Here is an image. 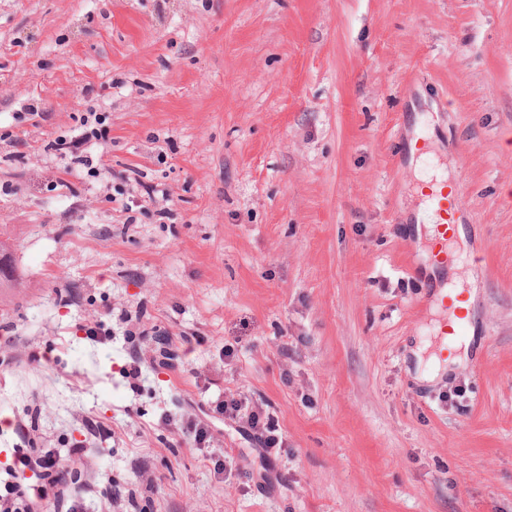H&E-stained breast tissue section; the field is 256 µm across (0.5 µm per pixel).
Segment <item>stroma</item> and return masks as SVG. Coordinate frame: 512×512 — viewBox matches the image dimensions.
I'll list each match as a JSON object with an SVG mask.
<instances>
[{"label":"stroma","mask_w":512,"mask_h":512,"mask_svg":"<svg viewBox=\"0 0 512 512\" xmlns=\"http://www.w3.org/2000/svg\"><path fill=\"white\" fill-rule=\"evenodd\" d=\"M86 112L93 175L46 148ZM438 168L474 282L424 382L444 314L407 228ZM0 241V470L90 449L85 512L115 483L135 512H512V0H0ZM143 328L177 356L134 381ZM230 398L277 425L271 481Z\"/></svg>","instance_id":"stroma-1"}]
</instances>
